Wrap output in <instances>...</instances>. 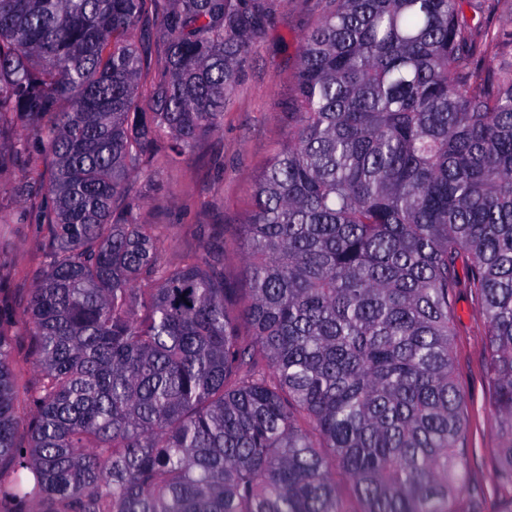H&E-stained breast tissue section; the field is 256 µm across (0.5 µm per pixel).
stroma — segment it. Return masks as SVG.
I'll return each mask as SVG.
<instances>
[{
  "instance_id": "35a3bbf8",
  "label": "stroma",
  "mask_w": 512,
  "mask_h": 512,
  "mask_svg": "<svg viewBox=\"0 0 512 512\" xmlns=\"http://www.w3.org/2000/svg\"><path fill=\"white\" fill-rule=\"evenodd\" d=\"M310 0H278L275 20L250 50L237 90L224 107V128L181 164L155 165L143 181L145 224H163V257L197 248L210 225H223L229 246L224 272L241 280L242 249L233 241L246 215L253 181L288 135L285 104L293 96L301 38L316 22ZM47 264L40 225L0 224V314L20 319L25 297ZM455 372L469 412L470 478L484 491L482 512H500L504 495L495 482L499 420L486 372V326L469 288L456 294Z\"/></svg>"
}]
</instances>
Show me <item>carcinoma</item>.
Returning a JSON list of instances; mask_svg holds the SVG:
<instances>
[{
  "mask_svg": "<svg viewBox=\"0 0 512 512\" xmlns=\"http://www.w3.org/2000/svg\"><path fill=\"white\" fill-rule=\"evenodd\" d=\"M312 0L288 139L224 225L163 260L138 184L224 128L275 0H0V196L49 248L21 413L0 323V512H453L464 264L512 490V15ZM484 15L473 23L469 13ZM165 51L142 43L150 23ZM47 162L46 169L38 162Z\"/></svg>",
  "mask_w": 512,
  "mask_h": 512,
  "instance_id": "carcinoma-1",
  "label": "carcinoma"
}]
</instances>
